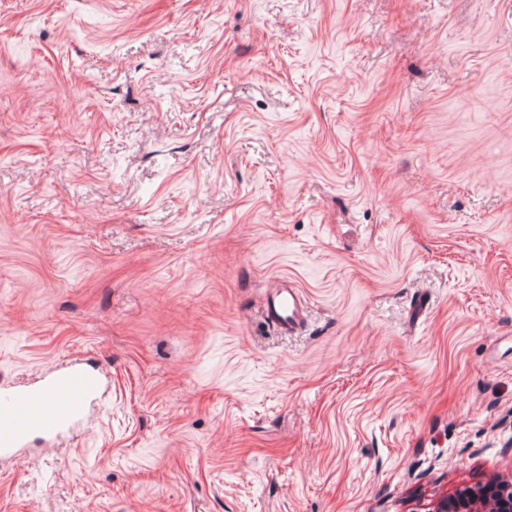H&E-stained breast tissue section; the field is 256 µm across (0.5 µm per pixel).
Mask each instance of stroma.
I'll return each instance as SVG.
<instances>
[{
	"instance_id": "1",
	"label": "stroma",
	"mask_w": 512,
	"mask_h": 512,
	"mask_svg": "<svg viewBox=\"0 0 512 512\" xmlns=\"http://www.w3.org/2000/svg\"><path fill=\"white\" fill-rule=\"evenodd\" d=\"M72 358L0 512L512 479V0H0V383ZM265 315L270 324L280 332L293 334L305 322V301L301 290L288 281L268 289Z\"/></svg>"
}]
</instances>
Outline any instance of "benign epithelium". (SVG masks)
Here are the masks:
<instances>
[{
    "label": "benign epithelium",
    "instance_id": "1",
    "mask_svg": "<svg viewBox=\"0 0 512 512\" xmlns=\"http://www.w3.org/2000/svg\"><path fill=\"white\" fill-rule=\"evenodd\" d=\"M425 512H512V481L491 478L429 503Z\"/></svg>",
    "mask_w": 512,
    "mask_h": 512
}]
</instances>
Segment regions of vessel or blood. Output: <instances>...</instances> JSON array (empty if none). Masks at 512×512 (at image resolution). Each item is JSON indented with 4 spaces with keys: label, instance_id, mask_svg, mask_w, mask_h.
Wrapping results in <instances>:
<instances>
[{
    "label": "vessel or blood",
    "instance_id": "obj_1",
    "mask_svg": "<svg viewBox=\"0 0 512 512\" xmlns=\"http://www.w3.org/2000/svg\"><path fill=\"white\" fill-rule=\"evenodd\" d=\"M265 315L292 334L304 324L301 290L288 282L269 288ZM107 385L104 371L88 362L54 368L20 385H0V459L16 456L28 437L59 439L82 423Z\"/></svg>",
    "mask_w": 512,
    "mask_h": 512
}]
</instances>
